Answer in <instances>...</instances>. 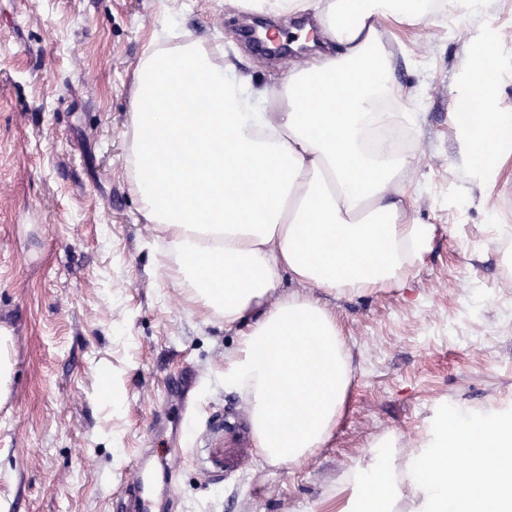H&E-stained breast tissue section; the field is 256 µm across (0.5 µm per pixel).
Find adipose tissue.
Instances as JSON below:
<instances>
[{
	"instance_id": "adipose-tissue-1",
	"label": "adipose tissue",
	"mask_w": 512,
	"mask_h": 512,
	"mask_svg": "<svg viewBox=\"0 0 512 512\" xmlns=\"http://www.w3.org/2000/svg\"><path fill=\"white\" fill-rule=\"evenodd\" d=\"M483 0H231L245 13L305 21L322 52L248 92L220 46L156 29L132 73L124 166L141 214L187 300L239 328L224 385L246 403L257 454L294 464L323 447L351 382L347 337L309 294L376 293L401 284L434 227L409 211L412 152L380 145L394 126L382 101L393 27L476 11ZM480 43L465 67L478 106L455 125L462 173L496 183L512 141L484 76ZM195 77L178 83L180 73ZM204 98V108L180 99ZM386 433L336 488V512H512V416L437 414L412 452Z\"/></svg>"
}]
</instances>
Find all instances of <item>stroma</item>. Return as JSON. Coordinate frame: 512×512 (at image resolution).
<instances>
[{
  "mask_svg": "<svg viewBox=\"0 0 512 512\" xmlns=\"http://www.w3.org/2000/svg\"><path fill=\"white\" fill-rule=\"evenodd\" d=\"M166 0H0V325L15 373L0 404V501L16 512H111L141 454L173 462L155 512H336L333 494L384 432L411 451L441 407L512 411V161L491 189L465 179L448 114L463 46L497 42L500 111L512 113V0L398 32L408 89L412 214L435 227L405 287L365 296L312 288L349 338L354 374L328 443L273 466L247 407L224 387L237 338L204 315L154 250L162 232L123 164L133 69ZM177 26L223 43L257 88L309 52L271 58L237 34L251 15L224 0H176Z\"/></svg>",
  "mask_w": 512,
  "mask_h": 512,
  "instance_id": "35a3bbf8",
  "label": "stroma"
}]
</instances>
